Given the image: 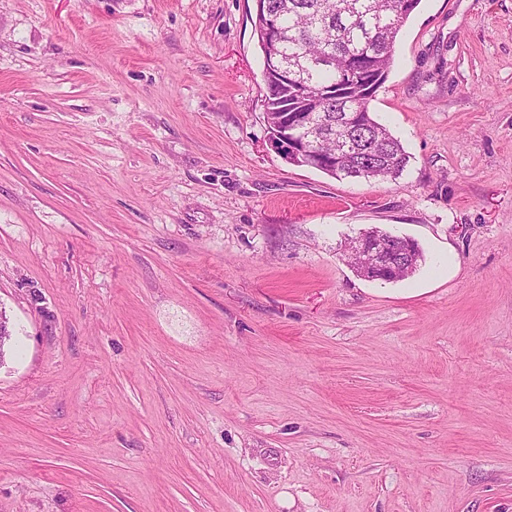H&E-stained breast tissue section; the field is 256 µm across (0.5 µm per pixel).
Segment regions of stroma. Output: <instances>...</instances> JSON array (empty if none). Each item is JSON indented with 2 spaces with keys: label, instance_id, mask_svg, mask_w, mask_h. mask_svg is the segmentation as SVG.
Instances as JSON below:
<instances>
[{
  "label": "stroma",
  "instance_id": "obj_1",
  "mask_svg": "<svg viewBox=\"0 0 512 512\" xmlns=\"http://www.w3.org/2000/svg\"><path fill=\"white\" fill-rule=\"evenodd\" d=\"M254 10L0 0V512H512V0L405 22L385 182L272 147ZM385 233L372 229L349 242L348 250L363 257L358 268L364 277L369 278L384 272L395 273L399 270L396 266L398 261L401 262L404 258L412 260V240Z\"/></svg>",
  "mask_w": 512,
  "mask_h": 512
}]
</instances>
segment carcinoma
<instances>
[{
	"label": "carcinoma",
	"mask_w": 512,
	"mask_h": 512,
	"mask_svg": "<svg viewBox=\"0 0 512 512\" xmlns=\"http://www.w3.org/2000/svg\"><path fill=\"white\" fill-rule=\"evenodd\" d=\"M400 0H261L252 19L262 57L268 55L265 12L276 14L281 62L293 80L288 89L264 76L263 106L271 117L288 105L290 112L311 113V129L325 122V138L311 145L317 154L344 153L336 177L388 181L399 178L409 162L401 142L369 111L374 94L364 83H350L347 71L355 58L374 55V64L388 75L392 48L410 13L398 10ZM360 113L361 130L348 126Z\"/></svg>",
	"instance_id": "carcinoma-1"
}]
</instances>
